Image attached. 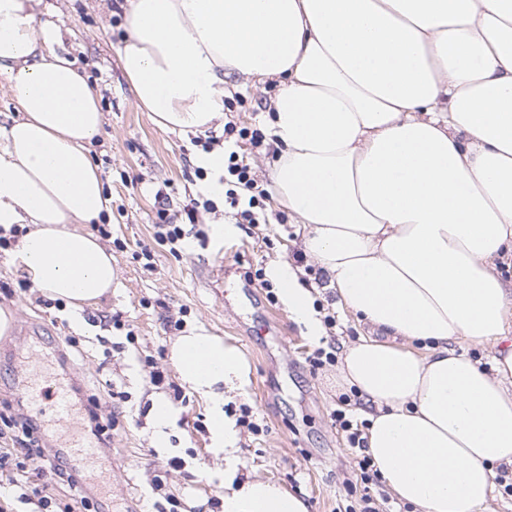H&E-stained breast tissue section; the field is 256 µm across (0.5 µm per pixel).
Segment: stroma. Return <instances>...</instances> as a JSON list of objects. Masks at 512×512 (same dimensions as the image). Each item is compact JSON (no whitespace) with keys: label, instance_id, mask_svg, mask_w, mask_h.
Listing matches in <instances>:
<instances>
[{"label":"stroma","instance_id":"obj_1","mask_svg":"<svg viewBox=\"0 0 512 512\" xmlns=\"http://www.w3.org/2000/svg\"><path fill=\"white\" fill-rule=\"evenodd\" d=\"M124 0H41L43 18L65 35L58 52L68 54L96 89L104 114L101 135L91 157L111 198L105 215L110 234L102 245L112 253L118 288L81 313L70 307L48 308L37 302L38 288L20 290L28 275L15 260L14 247L0 250V307L14 315L11 331L0 337V412L20 406L37 418L51 446H65L75 435L89 436L94 403L108 402L105 380L125 395L109 441L101 443L92 463L78 468L94 474L112 512H154L155 503L174 496L179 512H211L209 501L224 495V457L212 447L209 405L190 388L174 392L179 376L169 360L174 329L168 316H183L186 327L200 326L224 338L243 354L249 385L231 392L224 404L230 420L250 408L259 434L239 428L240 477L277 481L299 496L307 512H344L351 497L346 482L354 462L344 432L331 419L341 392L337 366L311 369L306 356L318 346L283 302H270L259 282L245 271L270 269L285 261L298 265L307 287L316 291L319 316L332 315L339 349H346L368 326L341 310L329 289L327 273L301 245L293 216L277 223L280 208L269 206L273 220L257 227L237 225L233 236L206 240L191 237L179 255L154 241L160 205L180 214L206 184L195 175L200 152L194 135L160 129L140 109L119 64L124 37ZM243 101L234 117L238 127L265 128L273 85L242 86L229 81ZM282 215V214H281ZM150 246L153 271H145L139 253ZM119 317L121 328L102 330L96 320ZM106 335L111 351L95 338ZM77 339L70 347L69 339ZM162 371L166 382L153 386L149 373ZM66 384L74 395L73 414L59 422L50 411L51 392ZM172 401L177 419L166 447L152 440L151 410L156 397ZM165 487L153 491L154 476Z\"/></svg>","mask_w":512,"mask_h":512}]
</instances>
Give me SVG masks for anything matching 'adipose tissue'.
I'll use <instances>...</instances> for the list:
<instances>
[{"label": "adipose tissue", "mask_w": 512, "mask_h": 512, "mask_svg": "<svg viewBox=\"0 0 512 512\" xmlns=\"http://www.w3.org/2000/svg\"><path fill=\"white\" fill-rule=\"evenodd\" d=\"M40 0H0V75L21 113L0 132V231L36 288L74 309L116 284L84 224L109 207L89 145L98 96L49 47ZM121 69L162 129L224 118L229 76L272 82L266 118L276 206L372 333L347 347L337 383L369 408L367 452L385 485L422 512H485L493 469L512 468V0H127ZM311 335L313 297L289 263L270 269ZM490 344L483 366L456 344ZM170 359L210 404L232 456L224 390L248 383L238 349L205 330ZM224 512H307L269 479L225 495Z\"/></svg>", "instance_id": "ef3b65f1"}]
</instances>
